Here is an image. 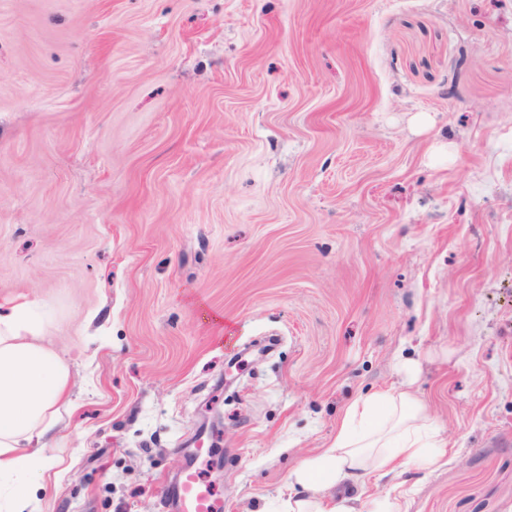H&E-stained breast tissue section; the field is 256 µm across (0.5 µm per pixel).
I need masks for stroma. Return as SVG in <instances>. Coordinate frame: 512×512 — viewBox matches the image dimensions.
I'll use <instances>...</instances> for the list:
<instances>
[{
  "instance_id": "1",
  "label": "stroma",
  "mask_w": 512,
  "mask_h": 512,
  "mask_svg": "<svg viewBox=\"0 0 512 512\" xmlns=\"http://www.w3.org/2000/svg\"><path fill=\"white\" fill-rule=\"evenodd\" d=\"M69 366L35 512H270L410 383L408 512H512V0H0V304ZM175 490L176 507L181 512H220L223 509L221 500L203 484L194 462L178 475Z\"/></svg>"
}]
</instances>
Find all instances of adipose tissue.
<instances>
[{"mask_svg": "<svg viewBox=\"0 0 512 512\" xmlns=\"http://www.w3.org/2000/svg\"><path fill=\"white\" fill-rule=\"evenodd\" d=\"M46 304L22 300L0 315V512H28L50 463L45 454L70 404L69 369L45 347ZM447 442L434 418L401 387L354 401L328 448L290 475L280 512H402L400 498L362 501L351 490L367 474L382 478L398 466L436 464Z\"/></svg>", "mask_w": 512, "mask_h": 512, "instance_id": "obj_1", "label": "adipose tissue"}]
</instances>
